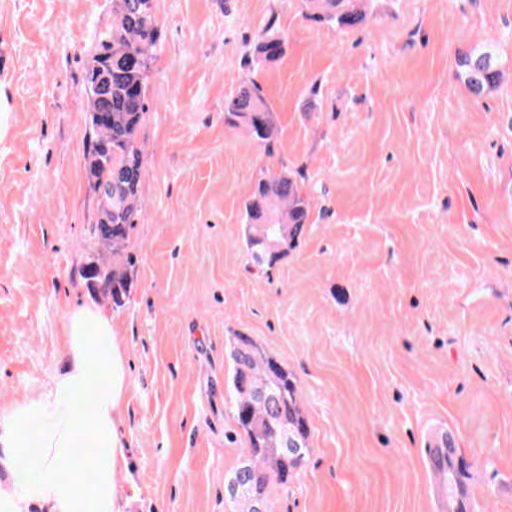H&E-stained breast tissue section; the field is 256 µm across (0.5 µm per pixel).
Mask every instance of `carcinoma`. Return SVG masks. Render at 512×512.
Returning <instances> with one entry per match:
<instances>
[{
	"instance_id": "1",
	"label": "carcinoma",
	"mask_w": 512,
	"mask_h": 512,
	"mask_svg": "<svg viewBox=\"0 0 512 512\" xmlns=\"http://www.w3.org/2000/svg\"><path fill=\"white\" fill-rule=\"evenodd\" d=\"M112 25L93 47L86 71L88 126L93 135L85 154L86 168L99 196L100 215L92 226L98 242L111 250L112 266L83 267L84 277L109 284L106 294L116 307L124 305L129 286L125 254L130 232L140 212L139 186L143 154L138 136L146 107L149 64L158 47L153 0H117ZM317 12L310 18L354 28L366 17L365 0H306ZM286 39L266 31L253 53L262 61L285 56ZM470 92L479 97L497 88L502 79L492 52L474 48L458 59ZM111 114L99 125L96 113ZM224 122L242 126L253 141L269 149L277 135L273 107L255 84L242 85L224 106ZM112 168V191L104 188V173ZM244 240L251 261L273 267L305 232L310 205L297 180L286 172H261L244 204ZM237 427L248 443L249 459L264 475L244 486L232 499L239 512H255L267 502L271 482L286 484L309 453L310 432L296 379L276 357L250 336L230 338Z\"/></svg>"
}]
</instances>
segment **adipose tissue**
<instances>
[{
  "instance_id": "adipose-tissue-1",
  "label": "adipose tissue",
  "mask_w": 512,
  "mask_h": 512,
  "mask_svg": "<svg viewBox=\"0 0 512 512\" xmlns=\"http://www.w3.org/2000/svg\"><path fill=\"white\" fill-rule=\"evenodd\" d=\"M62 367L0 408V512H122L127 348L94 305L65 313Z\"/></svg>"
}]
</instances>
